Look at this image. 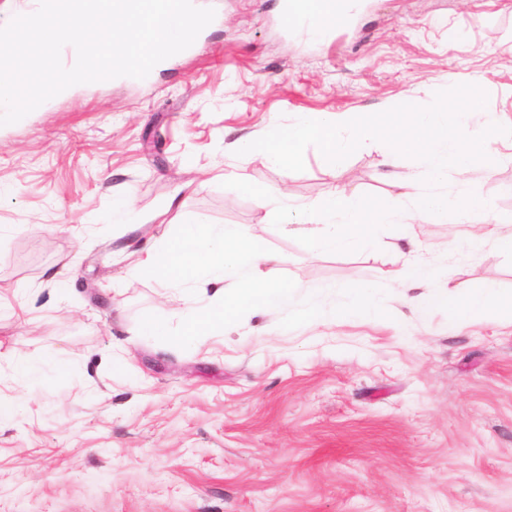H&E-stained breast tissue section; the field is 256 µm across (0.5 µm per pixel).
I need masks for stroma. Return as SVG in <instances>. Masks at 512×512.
Returning a JSON list of instances; mask_svg holds the SVG:
<instances>
[{
  "label": "stroma",
  "mask_w": 512,
  "mask_h": 512,
  "mask_svg": "<svg viewBox=\"0 0 512 512\" xmlns=\"http://www.w3.org/2000/svg\"><path fill=\"white\" fill-rule=\"evenodd\" d=\"M201 2L216 15L195 53L0 126V512H512V328L490 311L458 327L445 301L482 281L512 292L511 260L467 249L473 226L512 232V162L474 166L485 206L468 223L438 216L335 255L225 186L312 200L351 180L394 201L415 161L384 165L381 144L341 170L313 146L300 172L236 156L238 136L298 112L424 106L470 83L511 126L512 0H359L331 37L303 42L279 0ZM118 197L131 223H112ZM186 219L262 225L279 258L268 277L377 286L387 314L285 329L274 307L186 350L143 334L146 313L178 325L186 297L118 249ZM413 248L437 270L425 312L397 275L396 251Z\"/></svg>",
  "instance_id": "stroma-1"
}]
</instances>
